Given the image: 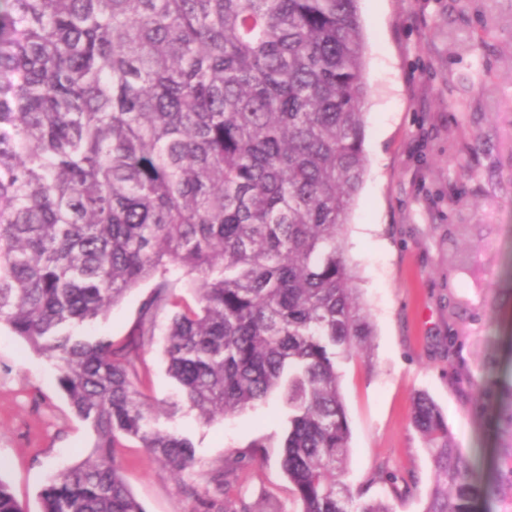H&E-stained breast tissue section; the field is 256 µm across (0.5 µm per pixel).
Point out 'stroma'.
I'll return each mask as SVG.
<instances>
[{
	"instance_id": "35a3bbf8",
	"label": "stroma",
	"mask_w": 512,
	"mask_h": 512,
	"mask_svg": "<svg viewBox=\"0 0 512 512\" xmlns=\"http://www.w3.org/2000/svg\"><path fill=\"white\" fill-rule=\"evenodd\" d=\"M369 93L368 173L352 205L346 254L372 324L367 354L341 365L350 427L345 477L387 496V475L410 481L394 512H422L434 468L411 423L428 393L482 479L500 464L504 436L478 390L512 384V0H360ZM150 289L141 284L95 332L121 340ZM459 338L447 348L448 335ZM143 388L171 399L160 343L145 347ZM467 372L473 387L458 385ZM279 398L210 425L194 414L173 427L202 464L252 440L263 462L238 485L255 503L296 512L279 465ZM93 440L58 389L50 363L0 328V478L39 512L47 475L79 460ZM127 484L145 512H189L175 480L137 443L120 451Z\"/></svg>"
}]
</instances>
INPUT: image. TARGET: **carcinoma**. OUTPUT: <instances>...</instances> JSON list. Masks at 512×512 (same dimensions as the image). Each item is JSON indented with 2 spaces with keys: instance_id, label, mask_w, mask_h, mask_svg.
<instances>
[{
  "instance_id": "1",
  "label": "carcinoma",
  "mask_w": 512,
  "mask_h": 512,
  "mask_svg": "<svg viewBox=\"0 0 512 512\" xmlns=\"http://www.w3.org/2000/svg\"><path fill=\"white\" fill-rule=\"evenodd\" d=\"M359 0H3L0 326L56 370L94 443L54 471L40 512H145L118 449L184 483L190 512H281L233 491L247 448L197 469L204 425L279 393L280 467L298 512H393L345 482L340 365L371 326L344 249L367 172ZM151 283L126 336L88 325ZM195 294L190 306L179 287ZM162 337L178 398L139 386ZM512 438V386L482 391ZM435 484L423 512H512V441L476 481L434 400H414ZM0 512L27 507L0 478Z\"/></svg>"
}]
</instances>
